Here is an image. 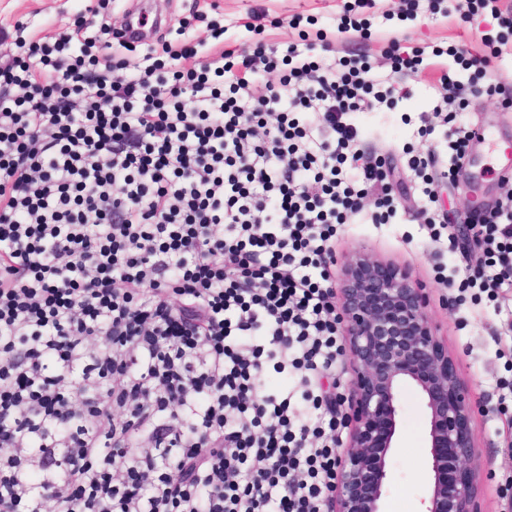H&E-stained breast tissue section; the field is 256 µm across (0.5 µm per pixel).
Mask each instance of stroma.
I'll use <instances>...</instances> for the list:
<instances>
[{"label": "stroma", "instance_id": "obj_1", "mask_svg": "<svg viewBox=\"0 0 512 512\" xmlns=\"http://www.w3.org/2000/svg\"><path fill=\"white\" fill-rule=\"evenodd\" d=\"M152 12L171 21L186 18L192 25L184 34L170 33L173 47L183 40H206L210 50L234 48L251 51L256 39L267 47L285 50L289 43L308 36L316 43V55L365 56L390 76L391 84L405 97L386 112L360 115L361 149L378 158L419 154L436 146L440 161L448 159L452 126L436 125L432 135L419 137L420 116L430 111L440 90L441 74L457 73L458 64L448 47L466 50L469 56L487 52L481 35L460 19L457 0H443L440 10L421 7L416 19H402L399 0H374L368 11V35L339 32L337 24L345 0H146ZM85 0H0V28L15 20L27 22L25 39L43 37L55 22H70L83 10ZM262 17L264 32L254 36L246 28ZM403 51L423 50L417 71L391 72L384 53L390 44ZM493 82L461 78L455 96L463 104L461 125L485 130L482 139L471 140L459 160L452 183H435L436 200L431 205L439 221L421 224L405 213L421 206V181L405 165H398L394 180L401 183L395 204L400 223L373 224L349 220L339 225L330 241L336 258L329 267L338 278V261L360 247L388 264L405 269L424 288L428 314L437 334L453 355L457 371L469 387L473 411L470 432L479 449L478 477L485 512H512V393L503 382L512 381V291L489 298L479 289L460 291L466 273L481 267L484 256L477 246L458 239L455 224L462 219L469 201L496 208L512 192V165L501 147L512 146V110L503 109L512 98V38L499 46ZM403 408L398 428L399 446L391 462L385 512H420V499L429 479L426 463L427 416L419 392L402 387Z\"/></svg>", "mask_w": 512, "mask_h": 512}]
</instances>
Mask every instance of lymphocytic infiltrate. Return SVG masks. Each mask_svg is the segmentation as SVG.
Listing matches in <instances>:
<instances>
[{"label":"lymphocytic infiltrate","instance_id":"lymphocytic-infiltrate-1","mask_svg":"<svg viewBox=\"0 0 512 512\" xmlns=\"http://www.w3.org/2000/svg\"><path fill=\"white\" fill-rule=\"evenodd\" d=\"M458 11L512 31L501 0ZM118 36L80 13L0 64V512H323L328 242L396 216L354 121L402 94L307 40L201 60L159 36L133 64ZM480 240L492 298L512 195Z\"/></svg>","mask_w":512,"mask_h":512}]
</instances>
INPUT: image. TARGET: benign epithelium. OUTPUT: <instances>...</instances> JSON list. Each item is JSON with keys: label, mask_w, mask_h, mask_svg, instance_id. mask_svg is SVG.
<instances>
[{"label": "benign epithelium", "mask_w": 512, "mask_h": 512, "mask_svg": "<svg viewBox=\"0 0 512 512\" xmlns=\"http://www.w3.org/2000/svg\"><path fill=\"white\" fill-rule=\"evenodd\" d=\"M336 327L351 369L339 422L346 432L326 512H384L389 462L399 426V390L417 388L428 418L433 478L423 512H483L477 448L467 429L470 395L411 278L356 249L337 280Z\"/></svg>", "instance_id": "1"}]
</instances>
